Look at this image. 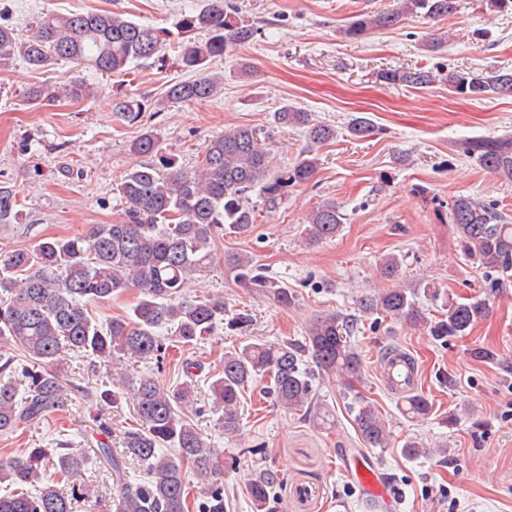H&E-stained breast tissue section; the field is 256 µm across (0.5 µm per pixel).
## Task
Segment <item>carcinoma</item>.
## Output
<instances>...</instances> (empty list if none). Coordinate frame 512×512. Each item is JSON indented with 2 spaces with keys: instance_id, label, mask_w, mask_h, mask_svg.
<instances>
[{
  "instance_id": "cac0c4a2",
  "label": "carcinoma",
  "mask_w": 512,
  "mask_h": 512,
  "mask_svg": "<svg viewBox=\"0 0 512 512\" xmlns=\"http://www.w3.org/2000/svg\"><path fill=\"white\" fill-rule=\"evenodd\" d=\"M460 0H393L394 6L372 15L356 16L343 29L344 37L361 39L374 28L396 24L405 14L429 21L455 15ZM24 36L10 25H0V71L20 61L33 70L57 61H69L102 75L125 71L133 60H149L162 47L160 32L112 11L46 14L28 23ZM186 31L206 32L203 40L178 42L182 66L194 77L178 80L166 91V100L183 103L206 101L220 90L218 77L206 65L234 47L251 41L254 27L238 16L231 0H205L196 14L180 21ZM389 83L425 87L435 81L430 71H386ZM452 92L471 100L512 92V70L448 72ZM93 87L76 79L62 90L31 86L28 101L61 97L80 101ZM143 104L134 98L118 99L113 111L136 119ZM277 123L304 130L310 146L336 139V128L314 122L311 114L283 106ZM373 123L356 116L347 131L358 138L372 133ZM157 149L147 130L133 143V151L150 157ZM463 154L501 177L512 180V136L462 143ZM318 158L303 156L281 172L272 170L269 152L255 129L239 126L214 135L206 143L194 168L171 164L159 167L146 161L128 170L117 184L127 204L125 217L115 224H96L85 233L40 241L27 249L0 253V341L21 353L26 365L24 383L18 384L14 358L0 354V434L20 425L38 423L63 407V356L68 351L92 355L112 367V388L99 399L121 404L123 389L132 386L138 427L124 431L123 449L115 452L105 442L90 450L112 479L114 512H188V493L181 462L191 461L203 481L199 512H224V455L200 438L186 409L194 405V384L186 380L164 390L151 377L132 379L118 365L146 359L163 348L160 330L172 329L185 344L202 341L217 326H241L244 313L224 319V301L190 300L182 292L189 277L212 264L217 239L224 234L247 235L255 224L249 193L260 188L267 208L281 202L287 188L310 182ZM21 217L13 190L0 186V225L16 224ZM343 214L334 202L316 206L304 228L307 244L336 237ZM463 253L489 272L512 269V223L503 214L469 197L458 196L449 208ZM237 281L282 307L295 306L297 296L247 254L228 259ZM137 289L142 298L128 316L114 317L105 325L90 315L91 302H108ZM365 313H378L411 326L427 328L431 336H465L489 315L486 299L448 305L445 319L434 321L404 288H384L360 302ZM349 318L331 313L315 318L303 340L267 342L257 339L224 352L222 375L210 384L211 413L218 415L224 434L240 430V394L256 380L269 381L267 392L274 404L289 411L314 410L317 425H334L333 410L314 401V374L336 376L350 385L361 381L363 359L351 343ZM402 413L425 419L432 410L428 399L416 392L401 398ZM363 441L371 448H386L390 435L386 423L369 401L352 407ZM172 452L167 453L165 449ZM88 457L71 452H29L0 459V512H73L72 499L64 495L48 471L73 477L84 470ZM134 463L149 480L133 482L128 464ZM280 484L277 472L254 471L249 495L255 512H265L271 491Z\"/></svg>"
}]
</instances>
